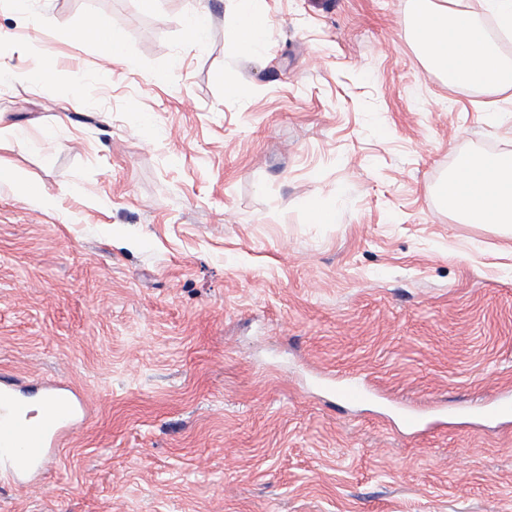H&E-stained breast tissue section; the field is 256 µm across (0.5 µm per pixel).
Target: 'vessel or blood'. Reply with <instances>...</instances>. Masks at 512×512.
I'll return each mask as SVG.
<instances>
[{"label": "vessel or blood", "instance_id": "b4317fda", "mask_svg": "<svg viewBox=\"0 0 512 512\" xmlns=\"http://www.w3.org/2000/svg\"><path fill=\"white\" fill-rule=\"evenodd\" d=\"M323 387H334L345 403L359 405L373 399L374 391L357 380L332 385L318 377ZM47 409L40 422H31L25 388L15 379H0V483L35 488L37 476L56 460L69 438L72 423L90 409L88 393H77L64 382L45 387Z\"/></svg>", "mask_w": 512, "mask_h": 512}]
</instances>
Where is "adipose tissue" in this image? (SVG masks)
<instances>
[{
	"instance_id": "adipose-tissue-1",
	"label": "adipose tissue",
	"mask_w": 512,
	"mask_h": 512,
	"mask_svg": "<svg viewBox=\"0 0 512 512\" xmlns=\"http://www.w3.org/2000/svg\"><path fill=\"white\" fill-rule=\"evenodd\" d=\"M462 0L429 6L415 16L405 34L418 40L429 62L448 84L484 92L512 87V68L492 49L485 28L461 7ZM269 27L265 0H241L238 49L257 56ZM448 209L471 224L512 223V157L477 154L463 161L445 182Z\"/></svg>"
}]
</instances>
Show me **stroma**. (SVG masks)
I'll list each match as a JSON object with an SVG mask.
<instances>
[{
  "label": "stroma",
  "instance_id": "obj_1",
  "mask_svg": "<svg viewBox=\"0 0 512 512\" xmlns=\"http://www.w3.org/2000/svg\"><path fill=\"white\" fill-rule=\"evenodd\" d=\"M190 2L0 0V161L54 199L0 189V372L99 398L0 512H512V422L458 411L512 391V228L437 194L512 155V89L448 85L421 0H265L256 57ZM181 26L187 41L192 44H198L207 37L209 19L202 10H189L182 15ZM80 34L83 38H93L97 44L101 45L102 55L107 58L119 54L124 45L122 33L116 30L106 32L94 15L86 17L80 29ZM316 381L322 387L335 389L336 395L348 404L360 405L376 396L370 387L357 380H350L337 386H334L332 380L327 377L320 376Z\"/></svg>",
  "mask_w": 512,
  "mask_h": 512
}]
</instances>
